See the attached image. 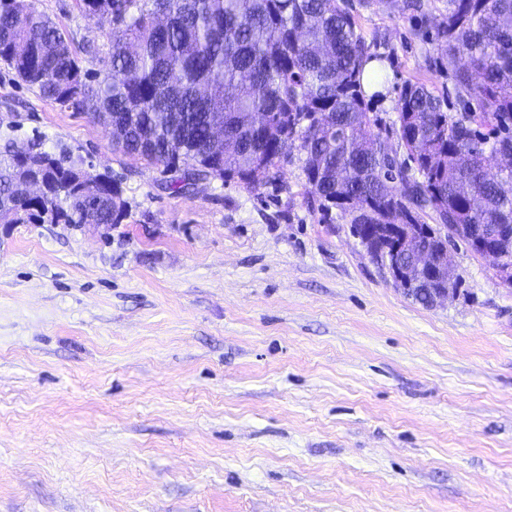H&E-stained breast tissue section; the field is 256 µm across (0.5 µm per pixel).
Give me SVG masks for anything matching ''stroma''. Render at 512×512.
<instances>
[{
  "label": "stroma",
  "mask_w": 512,
  "mask_h": 512,
  "mask_svg": "<svg viewBox=\"0 0 512 512\" xmlns=\"http://www.w3.org/2000/svg\"><path fill=\"white\" fill-rule=\"evenodd\" d=\"M382 57L371 112L451 87L448 0H348ZM83 54L76 0H35ZM122 182L129 216L0 224V512H512V282L464 244L428 308L311 208L301 155L246 188L130 160L0 64V146ZM183 181L180 190L171 187Z\"/></svg>",
  "instance_id": "1"
}]
</instances>
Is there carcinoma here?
Wrapping results in <instances>:
<instances>
[{
	"label": "carcinoma",
	"instance_id": "carcinoma-1",
	"mask_svg": "<svg viewBox=\"0 0 512 512\" xmlns=\"http://www.w3.org/2000/svg\"><path fill=\"white\" fill-rule=\"evenodd\" d=\"M109 40L106 68L83 70L65 34L33 0H0V62L40 96L90 113L119 151L166 168L255 186L292 158L318 209L350 217L367 253L377 225L512 224V0H448L444 44L458 109L409 84L394 125L407 159L394 171L372 130L363 66L374 59L339 0H79ZM224 124V145L212 129ZM37 168L48 194L26 200ZM120 183L33 143L0 151V224L92 222L109 236L126 218ZM427 224L425 238H433Z\"/></svg>",
	"mask_w": 512,
	"mask_h": 512
}]
</instances>
